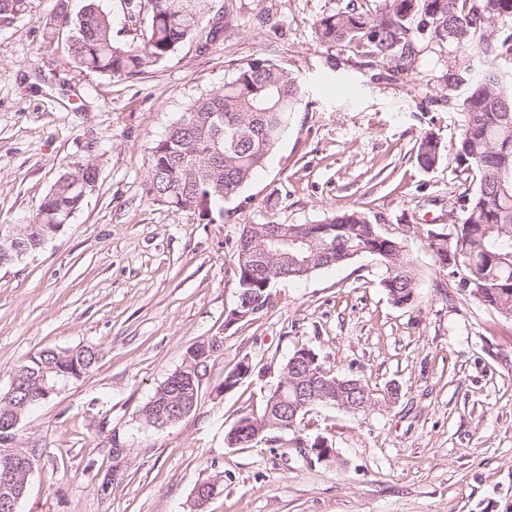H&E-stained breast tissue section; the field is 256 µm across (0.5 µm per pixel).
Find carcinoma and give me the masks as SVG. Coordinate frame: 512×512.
<instances>
[{"label": "carcinoma", "instance_id": "obj_1", "mask_svg": "<svg viewBox=\"0 0 512 512\" xmlns=\"http://www.w3.org/2000/svg\"><path fill=\"white\" fill-rule=\"evenodd\" d=\"M129 19L146 15V24L133 29L128 40L113 36L112 17L98 0L76 17L60 0V26L71 31L68 50L72 59L89 70L113 77L131 78L166 62L186 41L206 46L217 39L206 15L212 0H119ZM27 0H0V20L7 23L25 13ZM235 0H224V34L238 30ZM315 34L322 43H342L381 62L415 63L419 39L446 45L454 56V72L446 85L458 80L457 71L478 68L471 91L462 104L464 123L455 154L457 168L473 184L461 217L454 220L452 241L438 238L443 228L431 226L425 236L441 271L468 283L467 292L483 305L512 315V77L500 66L512 68V0H381L371 12L349 0L345 7L321 17ZM302 98L298 76L287 66L268 59H250L236 65L233 76L218 91L199 94L181 118L150 148L146 196L177 209H196L209 201L212 218L224 223V202L236 198L264 168L271 152L288 129L290 115ZM443 160L440 141L425 134L416 148L417 164L430 170ZM85 182L97 177L92 164L62 173L40 200L31 223L0 235V243L15 237L30 245L43 238L52 224L75 215L86 204L75 177ZM291 224H245L236 245L233 282L236 293L264 296L258 311L271 303L273 286L296 280L329 267L352 262L362 254L374 256L382 270L380 284L398 307L415 302L418 273L406 244L381 233L359 209L329 212L304 225V247L274 246L272 234ZM92 348H49L19 364L14 374L22 378L21 391L10 399L0 392V421L23 419L36 405L49 399L46 388L86 374L97 362ZM199 346L190 348L181 371L191 374L206 367ZM374 392L354 378L328 377L317 382L315 392L288 400L300 405L295 415L280 408L277 384L266 391L259 415L241 417L226 433L237 447L253 445L252 434L278 432L290 441L319 448V437L300 429L304 415L314 406H342L363 402ZM199 384L169 374L140 410L143 424L161 429L165 420L182 410L195 409ZM25 464L12 467L9 483L0 479V512H17L21 498L15 492L29 483Z\"/></svg>", "mask_w": 512, "mask_h": 512}]
</instances>
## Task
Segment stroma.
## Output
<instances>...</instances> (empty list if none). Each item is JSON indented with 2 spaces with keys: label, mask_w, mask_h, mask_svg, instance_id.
<instances>
[{
  "label": "stroma",
  "mask_w": 512,
  "mask_h": 512,
  "mask_svg": "<svg viewBox=\"0 0 512 512\" xmlns=\"http://www.w3.org/2000/svg\"><path fill=\"white\" fill-rule=\"evenodd\" d=\"M347 0H236L240 27L209 49L184 43L149 72L117 78L78 68L57 0H29L0 27V227L29 223L64 171L92 164L97 182L61 232L0 267V391L45 348L91 346L98 362L19 424L34 470L18 512H193L198 484L219 475L204 512H512V318L440 273L423 230L448 221L469 183L454 161L468 82L446 85L453 58L428 40L414 69L394 71L315 23ZM286 63L305 94L265 167L226 202L230 221L148 200L150 149L235 63ZM443 161L421 169L425 133ZM357 208L403 240L419 273L414 305L396 307L370 255L278 283L273 305L234 324L232 281L245 224H310ZM217 338L198 406L165 429L139 409L189 348ZM382 400L363 414L304 416L331 466L269 434L231 448L226 432L261 413L269 384L300 346ZM262 380L225 391L240 359ZM397 399L386 400L391 386Z\"/></svg>",
  "instance_id": "1"
}]
</instances>
